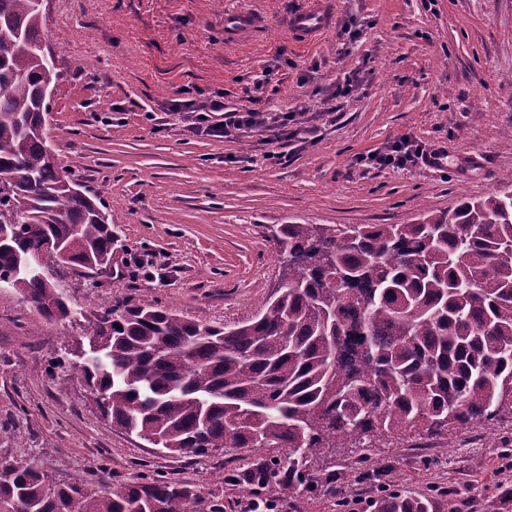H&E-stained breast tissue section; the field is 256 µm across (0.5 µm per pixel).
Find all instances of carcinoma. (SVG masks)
Returning a JSON list of instances; mask_svg holds the SVG:
<instances>
[{"instance_id":"carcinoma-1","label":"carcinoma","mask_w":512,"mask_h":512,"mask_svg":"<svg viewBox=\"0 0 512 512\" xmlns=\"http://www.w3.org/2000/svg\"><path fill=\"white\" fill-rule=\"evenodd\" d=\"M38 0H0V247L10 279L43 323L71 316L49 277L15 274L52 240L88 247L68 263L112 258V214L47 161L42 116L59 70L47 61ZM284 285L253 320L225 329L151 300L95 316V361L73 362L104 393L113 425L169 453L282 448L229 475L272 512L308 489L319 448L443 438L512 415V193L465 200L414 224H281ZM378 512H436L392 492ZM0 512H224L163 475L122 485L49 483L32 464H0Z\"/></svg>"}]
</instances>
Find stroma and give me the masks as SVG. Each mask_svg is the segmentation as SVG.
<instances>
[{
    "label": "stroma",
    "mask_w": 512,
    "mask_h": 512,
    "mask_svg": "<svg viewBox=\"0 0 512 512\" xmlns=\"http://www.w3.org/2000/svg\"><path fill=\"white\" fill-rule=\"evenodd\" d=\"M310 0H44L60 77L47 118L62 167L114 214L105 271L45 258L75 316L40 326L32 305L0 288V462L30 463L57 482L90 476L102 493L163 475L216 495L224 512L252 496L222 475L272 448L204 456L160 450L112 425L70 367L86 311L144 299L230 327L255 317L283 283L273 234L281 224H411L461 199L500 193L512 174V0H329L334 22L298 44L289 17ZM248 10L263 27L231 42L226 16ZM357 88L330 111L329 95ZM249 97L316 130L279 143L183 130L172 100L185 89ZM410 137L447 151L367 168L358 156ZM148 263L144 279L138 262ZM314 488L286 490L279 512H367L379 485L434 497L450 512H512V421L448 440L422 438L311 456ZM338 480L330 484L327 472Z\"/></svg>",
    "instance_id": "35a3bbf8"
}]
</instances>
